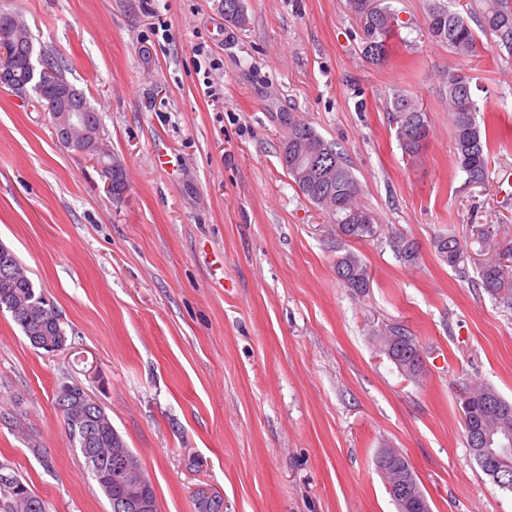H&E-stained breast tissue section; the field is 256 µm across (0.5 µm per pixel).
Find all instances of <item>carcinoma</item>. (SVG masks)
Segmentation results:
<instances>
[{
  "label": "carcinoma",
  "instance_id": "obj_1",
  "mask_svg": "<svg viewBox=\"0 0 512 512\" xmlns=\"http://www.w3.org/2000/svg\"><path fill=\"white\" fill-rule=\"evenodd\" d=\"M386 16L366 22L363 30V54L372 62L385 59L389 41L395 35L398 15L384 8ZM478 16L479 27L485 34L494 35L506 48L512 50V5L509 0H481V5L468 7L466 14L452 10L446 0H427V30L436 42L448 46L455 55L467 57L476 48V33L468 22ZM25 42L0 38V49L17 61L23 60ZM443 94L448 101L451 116L454 157L457 166L470 183H483L489 173V127L480 126L477 114L480 107L471 88V78L458 72L448 71L444 81ZM418 112V122L422 132L410 139L406 150L418 153L425 144L430 131L426 113L412 98L397 94L392 99V112ZM299 144L320 146L317 162L324 170V176L310 171V159L294 154ZM280 160L299 191L336 225L339 237H344L349 225L357 223V218H366L367 225L353 232V239L362 240L375 235L370 227L373 218L359 205L360 186L343 153L336 145L325 140L313 127L299 123L290 127L288 137L282 144ZM480 251L486 257L476 266V284L493 298L512 305V265L504 258H512L496 249L497 230L485 224L475 230ZM409 239L396 236L390 244L406 264L418 262L420 253L409 251ZM438 258L448 267L459 270L460 264L467 263L470 257L467 243L454 234H438L432 241ZM336 275L344 287L355 293H362L370 287V272L367 265L354 253L348 251L337 258ZM0 310L11 313L20 325L31 345L47 353L56 351L66 344L65 330L58 321L59 315L42 295L36 293L33 282L27 275L18 258H13L10 275L0 272ZM379 343L396 365L401 374L416 380L421 377L423 365L417 363L421 356L416 337L404 328L392 327L388 334L379 337ZM459 390L472 398V421L488 430H512V401L502 397L494 388L465 381ZM64 426L75 447L84 458L98 485L106 495L109 504H114L119 495L117 486L108 478L113 470L114 459L121 456L131 459L137 467L138 476L145 482V492L141 501L128 505L125 512H158V504L153 485L143 469L137 455L128 448L126 442L112 425L106 408L88 411L83 409L82 398H73V416L63 418ZM376 466L385 471V476L403 482L404 494L392 498L397 512H414L413 503L420 499L427 501L417 476L407 457L397 448H384L376 457ZM12 482L0 481V512H49L47 503L42 501L16 472H11Z\"/></svg>",
  "mask_w": 512,
  "mask_h": 512
}]
</instances>
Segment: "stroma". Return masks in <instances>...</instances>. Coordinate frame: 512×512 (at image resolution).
I'll return each mask as SVG.
<instances>
[{
  "mask_svg": "<svg viewBox=\"0 0 512 512\" xmlns=\"http://www.w3.org/2000/svg\"><path fill=\"white\" fill-rule=\"evenodd\" d=\"M386 2L400 30L374 64L347 0H243L241 25L220 0H0L85 92L127 183L112 198L38 95L0 85V244L68 336L46 353L0 312V462L50 512H110L55 407L62 382L105 405L158 512H196L200 488L223 512H396L384 448L407 454L432 512H512L466 445L456 396L471 378L512 400V309L432 248L451 230L477 254L479 224L512 246V51L483 37L456 56L429 37L426 0ZM451 69L495 119L480 184L455 164ZM397 91L431 126L413 157ZM292 118L344 153L376 228L414 240L417 266L382 236L340 241L280 162ZM348 251L371 273L360 295L336 276ZM392 326L417 337L420 380L382 352Z\"/></svg>",
  "mask_w": 512,
  "mask_h": 512,
  "instance_id": "obj_1",
  "label": "stroma"
}]
</instances>
